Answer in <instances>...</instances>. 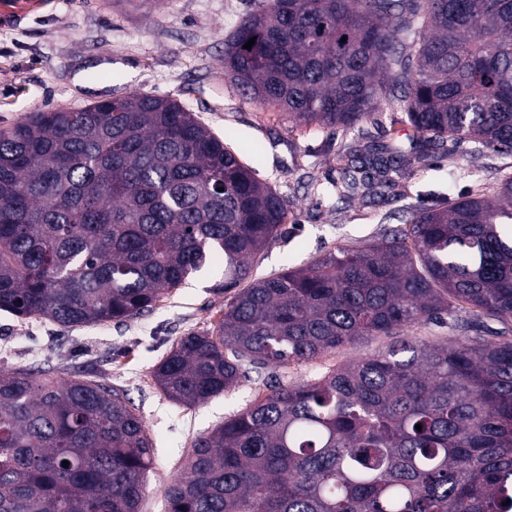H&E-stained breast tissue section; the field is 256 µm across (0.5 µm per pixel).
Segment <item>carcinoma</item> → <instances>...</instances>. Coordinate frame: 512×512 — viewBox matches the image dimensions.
<instances>
[{"mask_svg": "<svg viewBox=\"0 0 512 512\" xmlns=\"http://www.w3.org/2000/svg\"><path fill=\"white\" fill-rule=\"evenodd\" d=\"M224 75L301 128L353 130L385 104L420 137L416 160L449 142L512 154V0H259L224 40ZM347 158L319 196L393 187L407 160L373 143ZM290 221L172 99L53 108L0 131V311L17 317L121 322L214 254L233 288ZM504 225L511 176L254 280L181 337L153 373L169 400L196 406L244 380L265 394L194 441L168 512H512V339L481 321L512 320ZM448 317L451 343L402 339L293 385L264 375ZM153 461L122 390L0 370V512H139Z\"/></svg>", "mask_w": 512, "mask_h": 512, "instance_id": "obj_1", "label": "carcinoma"}]
</instances>
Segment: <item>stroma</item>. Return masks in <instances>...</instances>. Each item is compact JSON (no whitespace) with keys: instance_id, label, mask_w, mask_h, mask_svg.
I'll return each instance as SVG.
<instances>
[{"instance_id":"stroma-1","label":"stroma","mask_w":512,"mask_h":512,"mask_svg":"<svg viewBox=\"0 0 512 512\" xmlns=\"http://www.w3.org/2000/svg\"><path fill=\"white\" fill-rule=\"evenodd\" d=\"M258 0H52L22 28L0 29V130L32 113L77 107L135 92L171 98L276 188L298 214L263 250L255 277L311 264L340 246L375 240L401 226L406 207L441 208L473 180L495 190L512 176V155H476L462 145L449 155L412 164L400 197L320 200L315 188L345 166L351 134L293 128L287 115L249 102L224 76V40ZM364 140L410 145L413 129L383 109L364 120ZM222 257L149 312L102 325L64 328L49 320L0 312V369L48 370L124 389L155 448L140 512H167L164 489L199 435L246 408L258 384L239 386L186 407L166 399L152 372L182 336L212 328L234 294L224 291ZM391 337L344 345L316 359L276 368L282 383L386 350Z\"/></svg>"}]
</instances>
